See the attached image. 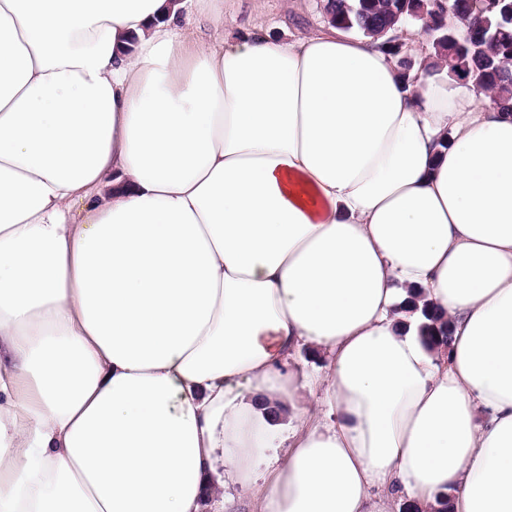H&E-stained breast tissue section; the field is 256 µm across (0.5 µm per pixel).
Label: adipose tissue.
<instances>
[{"label": "adipose tissue", "instance_id": "ef3b65f1", "mask_svg": "<svg viewBox=\"0 0 512 512\" xmlns=\"http://www.w3.org/2000/svg\"><path fill=\"white\" fill-rule=\"evenodd\" d=\"M209 2L0 0V512H512V116ZM420 294L417 291H409V300H407L408 310L420 311L422 321L418 327V333L421 339L434 349H447L450 338V324L436 311L430 309L427 304L419 306Z\"/></svg>", "mask_w": 512, "mask_h": 512}]
</instances>
